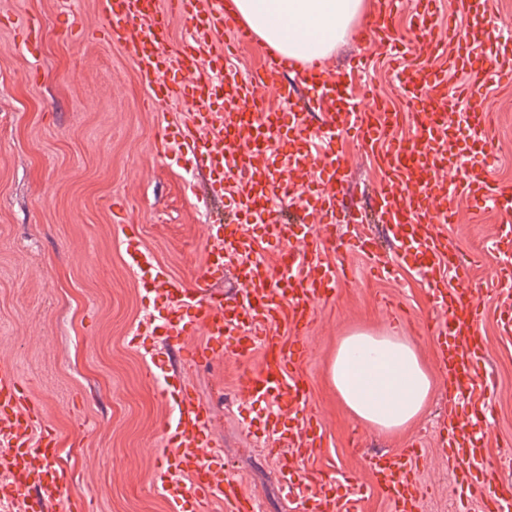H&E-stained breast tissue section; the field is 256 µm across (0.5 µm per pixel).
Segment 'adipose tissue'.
<instances>
[{
    "instance_id": "ef3b65f1",
    "label": "adipose tissue",
    "mask_w": 512,
    "mask_h": 512,
    "mask_svg": "<svg viewBox=\"0 0 512 512\" xmlns=\"http://www.w3.org/2000/svg\"><path fill=\"white\" fill-rule=\"evenodd\" d=\"M229 7L268 47L307 61L327 56L348 36L363 0H231ZM330 379L350 413L381 432L414 420L433 389L414 347L393 333L344 337Z\"/></svg>"
}]
</instances>
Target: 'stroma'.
Masks as SVG:
<instances>
[{
    "label": "stroma",
    "mask_w": 512,
    "mask_h": 512,
    "mask_svg": "<svg viewBox=\"0 0 512 512\" xmlns=\"http://www.w3.org/2000/svg\"><path fill=\"white\" fill-rule=\"evenodd\" d=\"M32 18L41 32L29 51ZM102 26L101 0H0V360L15 366L42 405L59 437L53 465L88 512H169L153 482L173 402L153 379L179 369L186 346L171 344L154 357L145 352L154 337L132 345L149 294L124 261L121 227L138 225L144 247L187 279L207 247V225H232L236 217L228 198L207 197V168L156 151L167 111L149 104L133 60L107 41ZM486 104L502 115L491 169L512 180V82L493 90ZM335 150L347 163L344 206H367L381 176L374 158L349 131L337 132ZM458 206L462 218L449 225V235L463 253L485 257L470 271L487 311V354L478 367L496 379L483 427L485 458L512 481V337L501 335L496 322L498 307L512 303V276H495L506 261L488 253L512 214H474L464 199ZM326 259L350 265L355 282L337 289L305 334L302 377L325 436L295 481L348 473L361 489L362 512H392L373 485L367 457L417 441L420 512H484L483 495L437 450L444 417L452 410L466 417L469 408L463 399L448 402L437 339L425 328L436 306L425 276L398 253L378 274L354 251H331ZM357 330L406 337L433 376L422 413L402 430L382 433L359 423L329 382L338 343ZM261 362L257 354L243 361L228 352L191 369L188 379L216 406L223 447L215 463L244 482L260 512H302L301 500L282 490L277 452L260 429L263 404L234 399L239 380Z\"/></svg>",
    "instance_id": "35a3bbf8"
}]
</instances>
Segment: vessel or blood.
I'll return each instance as SVG.
<instances>
[{"label": "vessel or blood", "mask_w": 512, "mask_h": 512, "mask_svg": "<svg viewBox=\"0 0 512 512\" xmlns=\"http://www.w3.org/2000/svg\"><path fill=\"white\" fill-rule=\"evenodd\" d=\"M399 0H376L354 40L365 45L390 39ZM470 25L449 22L437 33V0H423L414 15L421 37L396 44L387 58L396 75L393 98L412 114L414 131L395 138L400 122L391 100H360L364 58L350 69L326 74L320 61L302 63L266 49L259 70L242 78L225 71L224 57L233 44H250L255 33L224 9V0H102L108 39L124 47L135 60L154 104L173 106L185 101L192 108L176 131L160 134L162 154H188L210 169L211 189L228 194L238 214L237 225L208 229L210 246L190 279L174 276L145 248L138 227L125 224V258L129 267L147 277L154 314L148 335L195 339L189 358L198 365L224 352L247 359L263 351V367L243 377L237 392L242 400L263 401L268 407L265 431L280 452L278 465L291 475L302 460L321 447L324 425L308 407V391L299 373L306 357L300 341L319 308L332 297L339 275L321 258L324 241L307 225L284 218L286 211L316 215L325 228L367 221L385 225L391 243L404 249L411 267L424 276L436 297L438 312L429 323L438 340L437 361L470 402L466 418L449 412L439 435L440 453L467 483L490 487L489 512L512 504V483L496 480L483 464L478 437L490 412L494 381L478 372L485 350L480 334L483 311L478 285L466 273L468 260L445 230L459 218V199L474 208L488 205L512 210V183L494 179L489 170L487 110L480 106L492 83L512 78V45L497 40L498 18L487 0H465ZM179 16L188 34L169 48V23ZM461 72L466 84L448 91V70ZM472 101L462 112L463 101ZM289 110L288 126L268 119L272 104ZM465 113L471 134L457 137L456 116ZM318 118L329 131L348 129L374 153L381 179L373 191L369 216L343 207L349 192L344 162L334 147H317L310 127ZM462 159V169L448 172L449 157ZM316 166V192L290 181V171ZM248 224L265 225L269 239L281 243L276 265L255 249ZM339 245L365 253L372 268L383 271L388 256L373 239L356 235ZM233 266L240 287L224 300L215 285ZM454 270L456 284L448 288L442 274ZM287 326L289 336L278 327ZM168 450L155 488L170 512H185L195 504L201 512L218 504L225 512H254L253 500L240 483L209 463L218 446L212 406L194 387L181 383L180 394L165 422ZM57 436L46 422L41 404L30 397L16 368L0 362V512H78L66 475L50 465ZM420 456L416 444L397 453L373 456V481L394 505V512H417L421 491L414 469ZM305 497L306 512H361L356 478L345 476L337 486L315 475Z\"/></svg>", "instance_id": "1"}]
</instances>
